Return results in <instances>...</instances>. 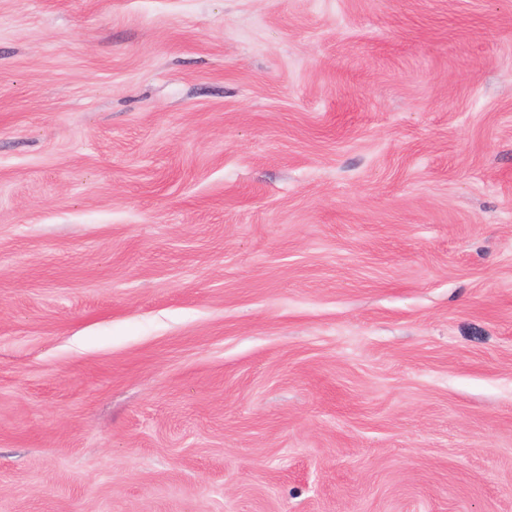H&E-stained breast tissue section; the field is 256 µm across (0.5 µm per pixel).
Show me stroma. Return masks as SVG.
<instances>
[{"label": "stroma", "instance_id": "1", "mask_svg": "<svg viewBox=\"0 0 512 512\" xmlns=\"http://www.w3.org/2000/svg\"><path fill=\"white\" fill-rule=\"evenodd\" d=\"M0 512H512V0H0Z\"/></svg>", "mask_w": 512, "mask_h": 512}]
</instances>
